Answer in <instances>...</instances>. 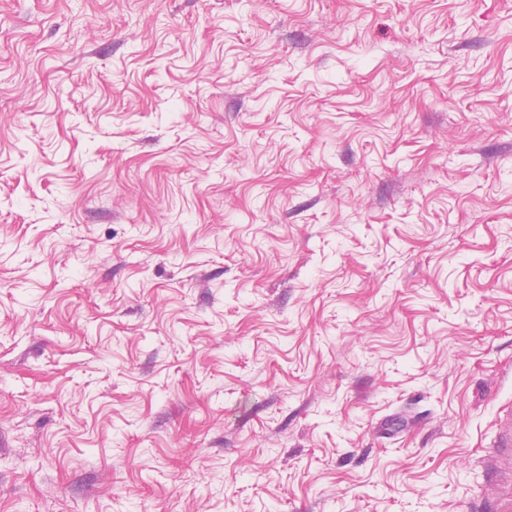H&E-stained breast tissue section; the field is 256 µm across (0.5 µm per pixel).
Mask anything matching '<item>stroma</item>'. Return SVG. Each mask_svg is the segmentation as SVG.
Returning <instances> with one entry per match:
<instances>
[{
    "label": "stroma",
    "instance_id": "1",
    "mask_svg": "<svg viewBox=\"0 0 512 512\" xmlns=\"http://www.w3.org/2000/svg\"><path fill=\"white\" fill-rule=\"evenodd\" d=\"M512 0H0V512H512Z\"/></svg>",
    "mask_w": 512,
    "mask_h": 512
}]
</instances>
